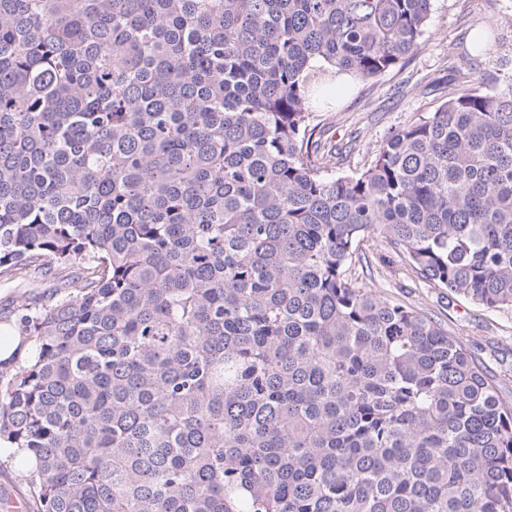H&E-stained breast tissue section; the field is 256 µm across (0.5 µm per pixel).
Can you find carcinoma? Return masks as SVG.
Returning a JSON list of instances; mask_svg holds the SVG:
<instances>
[{
    "label": "carcinoma",
    "instance_id": "cac0c4a2",
    "mask_svg": "<svg viewBox=\"0 0 512 512\" xmlns=\"http://www.w3.org/2000/svg\"><path fill=\"white\" fill-rule=\"evenodd\" d=\"M432 0H0V438L32 512H512V406L350 276L512 309V75L457 74L367 167L312 99L402 67ZM54 284L49 275L33 268L13 276H0L1 312L16 309L26 298L51 292ZM0 334V361L2 363L9 362L17 352H21V356L25 354L28 344L21 345L23 336H18L14 327L13 331L4 328L3 336L0 328ZM5 335L6 338H4Z\"/></svg>",
    "mask_w": 512,
    "mask_h": 512
}]
</instances>
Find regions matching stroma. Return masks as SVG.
<instances>
[{"label":"stroma","mask_w":512,"mask_h":512,"mask_svg":"<svg viewBox=\"0 0 512 512\" xmlns=\"http://www.w3.org/2000/svg\"><path fill=\"white\" fill-rule=\"evenodd\" d=\"M490 31L486 53L470 52L472 35ZM472 78L489 80L512 73V0H433L431 19L420 50L402 67L372 82L352 83L340 98L314 102L313 121L325 145L348 151L340 171L367 166L381 140L394 129L434 111L451 74L449 55ZM353 266L360 285L394 304L432 317L472 353L495 384L501 400L512 405V310L491 311L423 282L377 236L365 238ZM54 282L37 269L0 276V310L51 292Z\"/></svg>","instance_id":"stroma-1"}]
</instances>
